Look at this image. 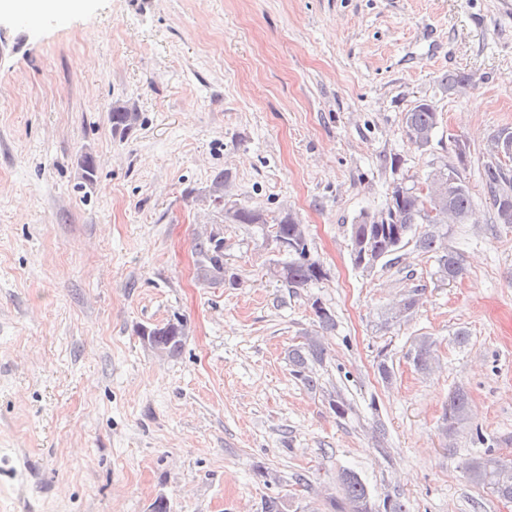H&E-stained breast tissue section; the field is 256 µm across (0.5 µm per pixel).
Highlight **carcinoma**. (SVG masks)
Instances as JSON below:
<instances>
[{
  "mask_svg": "<svg viewBox=\"0 0 512 512\" xmlns=\"http://www.w3.org/2000/svg\"><path fill=\"white\" fill-rule=\"evenodd\" d=\"M138 120V113L126 108H116L111 113L112 129L128 130ZM404 132L408 141L420 134L425 135L419 148L425 149L432 143L439 124L438 112L427 102L415 105L403 117ZM453 174V183L449 191L453 209L465 216L472 206L469 187L461 178L459 171L453 166L434 168L427 172L422 184L427 193L422 194L412 184L406 187L401 195L390 192L385 205L373 214L362 213L356 223L350 225V243L353 253L367 251L371 253L375 263L396 254L410 242L416 226L423 224L425 230L415 241L417 247L431 254L436 267L434 275L440 281H456L464 275L465 269L459 259L448 250V225L431 223L429 210L436 208L433 186L438 181H448V174ZM485 186L491 194L492 202L506 200L512 202V171L499 163H489L484 167ZM232 224H254L264 238L270 240L278 253L286 254V258L274 261L270 274L286 288H302L325 277L320 262L311 254L305 227L293 213L283 211L275 223L267 224L262 213L244 205H235L230 220ZM294 244L290 251L282 248L285 243ZM195 251L199 257L200 271L204 279L211 285L217 284L220 278L234 279L235 274L229 273L224 266V238L208 237L195 243ZM419 305L418 293L412 291L402 296L395 309L390 312L389 319L399 321L408 316L407 310ZM314 315L318 330L305 337V342L293 346L287 351L288 363L293 375L301 381L310 392L320 389L319 380L314 376L313 367L325 360L326 348L318 339L319 333L335 330L336 320L329 309L319 302L313 303ZM150 335L159 337V344L177 352L183 347L185 325L177 318L163 326L150 328ZM412 362L421 373L432 371L437 361L435 342L428 336L418 337L412 347ZM468 419V395L458 390L448 399L442 415V429L445 435L457 431ZM470 482L489 487L503 499H512V462H505L491 454L480 455L471 460L467 466ZM342 497L331 502L335 512H357L364 499L369 496L366 485L352 471L345 470L340 477Z\"/></svg>",
  "mask_w": 512,
  "mask_h": 512,
  "instance_id": "1",
  "label": "carcinoma"
}]
</instances>
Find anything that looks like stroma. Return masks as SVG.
Instances as JSON below:
<instances>
[{
  "mask_svg": "<svg viewBox=\"0 0 512 512\" xmlns=\"http://www.w3.org/2000/svg\"><path fill=\"white\" fill-rule=\"evenodd\" d=\"M0 512H332L343 470L407 512H512L474 457L512 459V224L482 181L512 128V0H82L68 15L0 14ZM450 73L470 77L448 92ZM434 105L430 147L403 116ZM136 108L113 132L112 109ZM91 154L92 181L78 160ZM456 167L463 278L408 244L356 268L349 226L397 181ZM295 213L323 280L284 288L277 253L209 199ZM220 232L239 277L206 285L193 250ZM420 303L388 321L401 295ZM329 308L322 388L286 351ZM180 354L138 331L174 318ZM467 340L458 343L457 332ZM438 366L418 372L416 337ZM392 370L378 375L379 363ZM464 390L469 419L439 427ZM347 406L339 416L331 397ZM269 480L255 474L256 467ZM435 347V342L428 336H420L415 340L411 355L413 365L419 372L432 371L438 358Z\"/></svg>",
  "mask_w": 512,
  "mask_h": 512,
  "instance_id": "stroma-1",
  "label": "stroma"
}]
</instances>
